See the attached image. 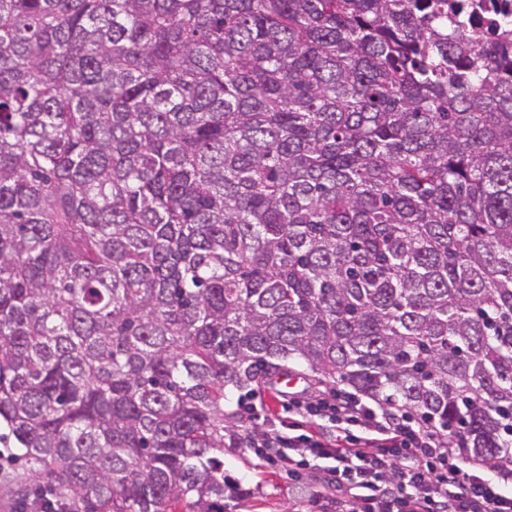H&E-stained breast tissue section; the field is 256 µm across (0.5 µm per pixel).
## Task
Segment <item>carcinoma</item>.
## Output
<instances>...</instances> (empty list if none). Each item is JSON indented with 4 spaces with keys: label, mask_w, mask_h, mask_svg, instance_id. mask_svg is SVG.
<instances>
[{
    "label": "carcinoma",
    "mask_w": 512,
    "mask_h": 512,
    "mask_svg": "<svg viewBox=\"0 0 512 512\" xmlns=\"http://www.w3.org/2000/svg\"><path fill=\"white\" fill-rule=\"evenodd\" d=\"M289 364L512 467V28L0 0V446L44 512H224V402Z\"/></svg>",
    "instance_id": "1"
}]
</instances>
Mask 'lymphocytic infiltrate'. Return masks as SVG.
Masks as SVG:
<instances>
[{
	"instance_id": "1",
	"label": "lymphocytic infiltrate",
	"mask_w": 512,
	"mask_h": 512,
	"mask_svg": "<svg viewBox=\"0 0 512 512\" xmlns=\"http://www.w3.org/2000/svg\"><path fill=\"white\" fill-rule=\"evenodd\" d=\"M289 406L328 416V432L275 435L276 460L289 470L330 460L336 488L358 489L341 512H512V469L480 462L462 466L447 434L408 425L403 411L378 401L337 397L312 406L292 398Z\"/></svg>"
}]
</instances>
